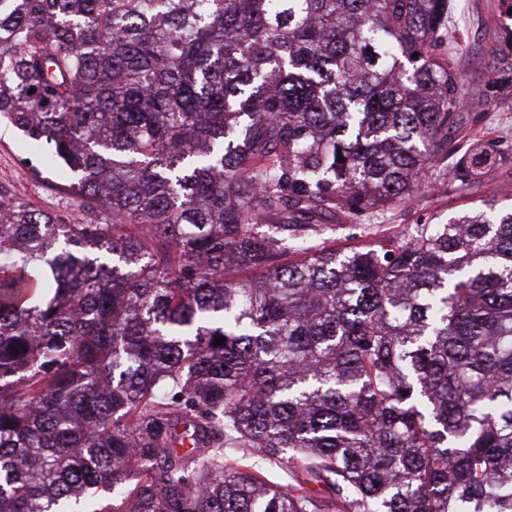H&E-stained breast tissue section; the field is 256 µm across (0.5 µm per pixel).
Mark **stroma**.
Here are the masks:
<instances>
[{"instance_id":"obj_1","label":"stroma","mask_w":512,"mask_h":512,"mask_svg":"<svg viewBox=\"0 0 512 512\" xmlns=\"http://www.w3.org/2000/svg\"><path fill=\"white\" fill-rule=\"evenodd\" d=\"M453 3L448 31L464 88L472 92L475 109L483 115L485 139L498 145L507 158L472 190L461 192L448 183L432 182L412 201L374 215L370 223L332 219L324 236L339 247L400 239L407 236L411 225L444 223L460 211L478 212L491 203L499 209L512 207V87L501 80L504 67L499 40V28L507 22L504 6L501 0ZM37 164L38 152L27 137L1 122L0 191L30 209L77 218L79 203L69 192L70 178H57L51 171L36 173Z\"/></svg>"}]
</instances>
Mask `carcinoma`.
I'll return each mask as SVG.
<instances>
[{
    "mask_svg": "<svg viewBox=\"0 0 512 512\" xmlns=\"http://www.w3.org/2000/svg\"><path fill=\"white\" fill-rule=\"evenodd\" d=\"M452 9L0 0V512H512V208L305 246L492 172ZM38 150L9 123H0V190L6 198L25 203L30 209L75 220L79 202L69 192L72 174L58 179L54 171L38 175Z\"/></svg>",
    "mask_w": 512,
    "mask_h": 512,
    "instance_id": "1",
    "label": "carcinoma"
}]
</instances>
